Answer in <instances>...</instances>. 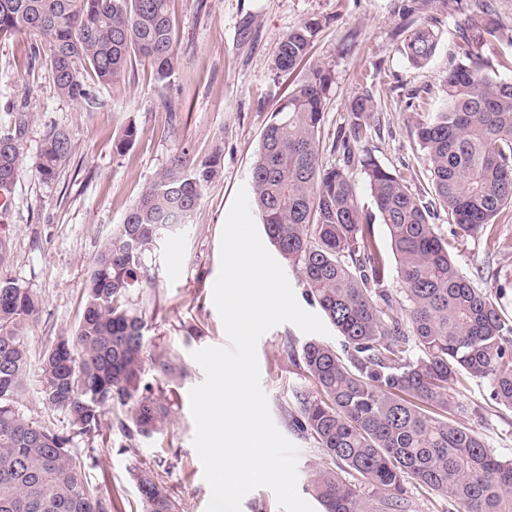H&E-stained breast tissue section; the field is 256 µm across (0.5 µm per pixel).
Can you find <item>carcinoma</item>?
<instances>
[{
    "instance_id": "carcinoma-1",
    "label": "carcinoma",
    "mask_w": 512,
    "mask_h": 512,
    "mask_svg": "<svg viewBox=\"0 0 512 512\" xmlns=\"http://www.w3.org/2000/svg\"><path fill=\"white\" fill-rule=\"evenodd\" d=\"M320 22L286 34L273 67L292 74L309 54ZM37 35L49 43L47 69L57 92L93 101L92 86L125 77L132 58L167 84L181 64L169 0H0V37ZM502 40L488 0H475L461 29L458 62L448 70L434 111L415 125L431 176L432 200L413 194L406 178L362 153L374 103L351 101L331 143L344 166L320 158L324 106L332 69L316 63L272 114L251 173L253 204L286 265L342 338V352L316 339L289 352L317 391L295 392L291 424L342 464L316 467L308 490L322 512H413L407 485L448 500V512H512V461L487 450L466 424L469 405L457 386L486 379L491 399L512 411V321L485 289L463 276L448 241L432 224L438 205L454 235L498 244V218L512 204V80L484 69L481 49ZM438 34L413 29L404 45L421 65ZM27 114L0 132V194L18 177ZM129 125L114 141L124 152L137 138ZM72 151L53 127L37 162L50 184ZM217 152H182L158 172L92 261L75 328L57 337L40 361L39 394L62 428L21 410L29 366L26 330L42 299L11 274L12 243L0 233V512H112V496L92 484L75 439L103 436L102 417L124 410L128 440L169 430L167 390L151 391L150 368L168 384L186 376L175 356L159 351L146 366V322L130 300L147 278L144 255L187 223L220 167ZM360 164L394 260L378 245L373 216L360 206L346 168ZM396 273L400 288L384 283ZM143 512H179L164 476L134 469Z\"/></svg>"
}]
</instances>
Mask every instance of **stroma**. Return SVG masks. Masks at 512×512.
<instances>
[{
    "label": "stroma",
    "mask_w": 512,
    "mask_h": 512,
    "mask_svg": "<svg viewBox=\"0 0 512 512\" xmlns=\"http://www.w3.org/2000/svg\"><path fill=\"white\" fill-rule=\"evenodd\" d=\"M182 63L168 85L156 82L151 68L133 59L125 80L95 88V102L60 96L47 70L49 45L39 36L0 38V129L15 113L28 116L19 175L0 231L12 239L11 272L43 300L42 311L27 330L30 366L22 403L27 417L53 426L58 417L38 394L43 352L76 321L88 266L104 240L172 156L194 159L220 152L218 175L184 226L147 253L149 281L133 297L148 325L146 343L172 350L187 376L172 396V425L163 443L127 440L116 413L104 418L106 440H77L74 451L89 465L93 483L111 493L113 512H141L132 479L138 465L155 467L179 512H205L210 488L193 447L195 425L189 391L204 379L194 350L227 342L213 303L220 269V238L239 187L249 186L262 136L272 113L287 95L291 79L272 67L274 51L289 30L309 19L320 22L311 62H323L334 75L325 103L321 138L324 165H342L329 146L344 121L350 101L370 95L376 105L365 147L382 166L405 176L411 191L431 198L425 155L414 133L416 106L432 101L457 61L456 44L466 8L448 0H171ZM252 16L254 35L241 41L238 24ZM439 30L434 58L413 66L403 45L413 28ZM140 135L125 152L113 142L128 124ZM65 130L72 152L54 183L36 169L43 136L51 127ZM500 243L468 240L454 258L459 271L491 290L506 317L512 318V206L500 216ZM308 336L285 323L258 341L261 384L271 416L281 433L300 449L298 484L306 486L315 467H333L317 442L290 423L294 393L315 391L302 367L288 359L290 348ZM469 404L470 426L490 450L512 460V412L491 399L488 380L467 381L461 389Z\"/></svg>",
    "instance_id": "1"
}]
</instances>
